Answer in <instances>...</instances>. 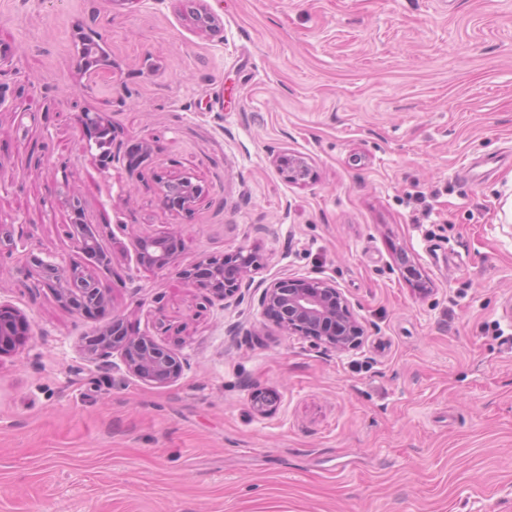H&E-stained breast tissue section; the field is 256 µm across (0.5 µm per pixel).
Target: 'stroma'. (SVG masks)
<instances>
[{"mask_svg":"<svg viewBox=\"0 0 512 512\" xmlns=\"http://www.w3.org/2000/svg\"><path fill=\"white\" fill-rule=\"evenodd\" d=\"M205 3L216 30L187 0H0V225L27 244H0V303L29 323L0 354V512H512V0ZM184 176L203 196L167 208ZM143 236L175 271L136 264ZM240 248L335 282L364 345L323 352L176 276ZM116 317L180 376L90 353ZM275 164L284 178L291 183L305 182L310 176L307 158L295 153L278 155ZM204 193L201 185L192 182L190 177L168 180L161 187V197L169 207L190 209ZM32 264L38 275L50 288H57L61 299L74 303L83 309L100 308L105 304L101 288L85 278L78 267H65L38 256H32Z\"/></svg>","mask_w":512,"mask_h":512,"instance_id":"obj_1","label":"stroma"}]
</instances>
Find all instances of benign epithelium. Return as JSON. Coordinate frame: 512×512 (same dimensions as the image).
<instances>
[{
  "label": "benign epithelium",
  "mask_w": 512,
  "mask_h": 512,
  "mask_svg": "<svg viewBox=\"0 0 512 512\" xmlns=\"http://www.w3.org/2000/svg\"><path fill=\"white\" fill-rule=\"evenodd\" d=\"M193 16L201 29L216 27L217 18L203 5L193 12ZM275 164L290 183L304 182L310 176L307 158L300 154L279 155ZM203 193V187L189 177L168 180L161 187L164 203L179 209L191 208ZM31 261L44 282L57 289L60 298L83 309L104 306L102 289L85 278L78 268H68L35 255ZM135 261L158 271L173 268L175 261L170 239L150 236L137 239ZM265 266L266 259L261 254L242 248L222 259H207L194 269L179 271L177 275L188 284L204 283L226 306L242 302L249 290L257 293L262 312L281 330L302 336L325 352L348 354L362 347L367 335L366 326L334 282L291 275L254 281V275ZM18 335L17 319L0 311V351L12 346ZM89 350L120 353L127 371L145 382L164 385L181 373L179 361L170 352L147 337L127 335L118 320L99 331L90 341ZM252 406L257 414L267 415L274 407V399L265 391H257L252 396Z\"/></svg>",
  "instance_id": "obj_1"
}]
</instances>
